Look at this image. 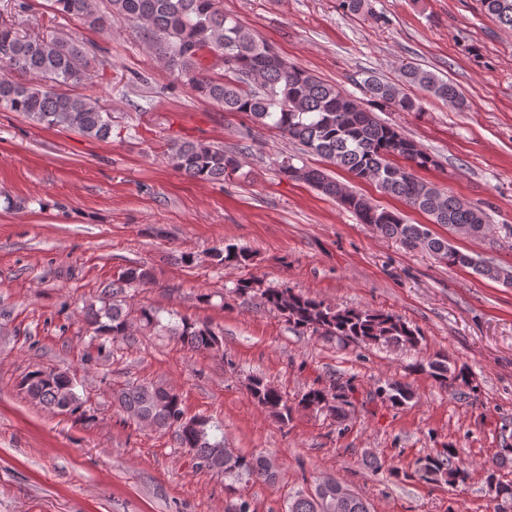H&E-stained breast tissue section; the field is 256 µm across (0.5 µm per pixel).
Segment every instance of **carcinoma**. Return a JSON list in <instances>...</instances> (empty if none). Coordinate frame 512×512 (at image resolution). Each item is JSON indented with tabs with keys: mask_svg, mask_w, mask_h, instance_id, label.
I'll list each match as a JSON object with an SVG mask.
<instances>
[{
	"mask_svg": "<svg viewBox=\"0 0 512 512\" xmlns=\"http://www.w3.org/2000/svg\"><path fill=\"white\" fill-rule=\"evenodd\" d=\"M61 14L91 29H102L121 19L134 24L156 58L184 77L201 97L226 112L246 115L262 127L303 146L345 170L352 178L372 181L449 231L486 237L491 227L485 212L433 184L418 178L415 170L435 165L431 155L397 128L385 123L357 100L344 94L311 72L286 62L266 42L224 14L219 0H50ZM484 11L500 24L512 28V0H480ZM92 66L84 43L74 37L22 34L10 16L0 15V109L16 112L30 122L47 128L73 131L105 141L112 135V115L99 99L74 92L91 79ZM370 100L399 112H418L419 99L404 92L416 87L434 99L462 110L467 99L454 82L431 70L408 63L401 70V82L367 74L361 82ZM242 153L205 143L186 142L171 148L172 166L201 182H222L241 166ZM279 171L288 180L308 183L336 198L369 225L378 235L398 241L409 251L425 250L452 266L470 268L487 279L512 285V269L493 264L455 248L424 224H408L393 211L381 208L323 171L297 166L292 160L280 162ZM211 259L218 265L246 266L251 254L233 245L215 249ZM152 283L151 271L143 266L123 269L98 301L90 302L84 318L95 336L127 339L133 329L162 328L195 351L222 347L223 333L185 317L162 324L160 313L151 308L132 310L127 290ZM233 292L240 296L260 294L269 309L295 330L364 345L415 347L421 340L417 330L399 317L366 309H334L315 298L294 292L286 285L260 288L258 282L243 279ZM419 368L439 386L469 387L471 375L452 366L445 355H436ZM28 397L39 405L76 413L81 405L76 383L65 372L36 369L23 382ZM250 394L259 406L286 426L296 409L324 410L345 418L353 387L349 384L328 389L313 386L292 405L288 398L261 377L249 383ZM378 394L400 407L414 398L407 385L381 388ZM114 403L128 417L146 420L157 429L173 430L179 447L187 449L197 468L234 480H276L277 471L267 467L263 453L242 454L224 447V436L205 419L192 423L184 419L181 400L173 388L160 382L133 381L113 390ZM391 475L416 478L429 484L442 481L463 484L470 478L469 465L457 448L448 446L419 458L414 470L393 471ZM486 483H495V495L512 503V481H503L496 469H485ZM342 482L326 478L307 493L289 497L287 512H371L370 506L353 491L338 497ZM224 512H251L250 503L237 495L233 484L224 486Z\"/></svg>",
	"mask_w": 512,
	"mask_h": 512,
	"instance_id": "carcinoma-1",
	"label": "carcinoma"
}]
</instances>
